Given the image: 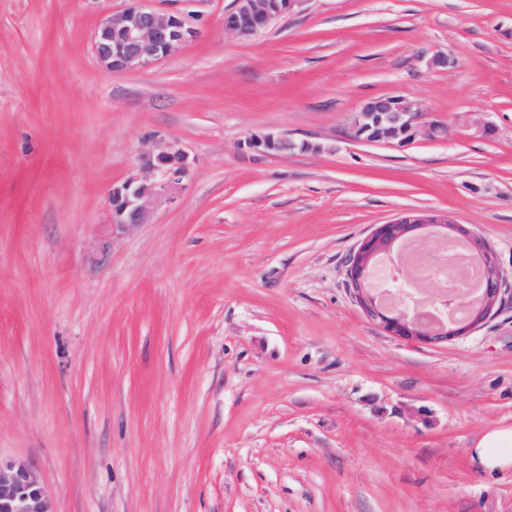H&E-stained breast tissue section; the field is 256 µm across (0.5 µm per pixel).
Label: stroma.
Wrapping results in <instances>:
<instances>
[{
    "label": "stroma",
    "instance_id": "35a3bbf8",
    "mask_svg": "<svg viewBox=\"0 0 512 512\" xmlns=\"http://www.w3.org/2000/svg\"><path fill=\"white\" fill-rule=\"evenodd\" d=\"M150 4L201 38L113 73L91 38L125 0H0V458L55 512H512V469L471 459L512 425V0H303L250 38L234 0ZM380 96L447 137L353 139ZM156 132L191 174L113 232L107 190ZM261 133L324 149L245 151ZM412 210L474 227L506 276L442 345L345 284Z\"/></svg>",
    "mask_w": 512,
    "mask_h": 512
}]
</instances>
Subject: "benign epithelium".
<instances>
[{"label":"benign epithelium","instance_id":"obj_1","mask_svg":"<svg viewBox=\"0 0 512 512\" xmlns=\"http://www.w3.org/2000/svg\"><path fill=\"white\" fill-rule=\"evenodd\" d=\"M148 0H128L123 10L104 16L93 37L92 50L98 62L112 72L149 65L180 50L201 37V32L178 13H161ZM304 0H236L225 15L224 28L248 38L266 30L276 19L293 11ZM424 113L416 104L396 96L368 100L356 113L351 136L368 142L406 143L421 128ZM161 146L139 157L137 170L112 184L106 195L108 225L123 230L148 221L151 211L169 198L191 172L192 163L180 142L156 134ZM276 153L294 151L297 143L286 134L254 136L243 143L248 152L266 154V145ZM435 234L450 242L463 241L482 268L481 297L471 304L461 321L431 330L421 325L402 306L397 314L380 305L364 282L372 259L397 243H412ZM347 288L367 317L387 333L424 344H444L480 327L491 314L502 293V274L494 251L473 229L458 223L448 212L409 211L378 224L347 260ZM0 512H54L51 499L32 471L22 462L0 459Z\"/></svg>","mask_w":512,"mask_h":512}]
</instances>
